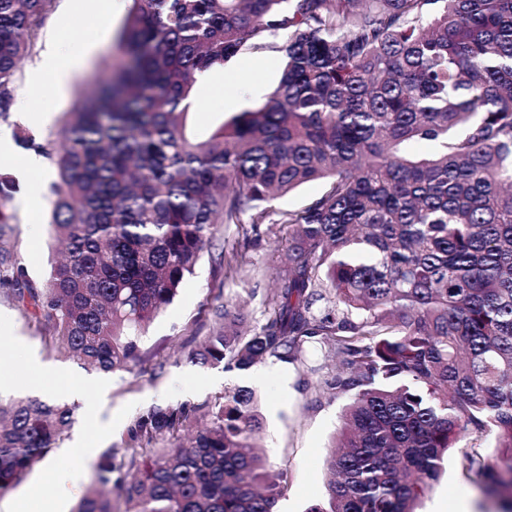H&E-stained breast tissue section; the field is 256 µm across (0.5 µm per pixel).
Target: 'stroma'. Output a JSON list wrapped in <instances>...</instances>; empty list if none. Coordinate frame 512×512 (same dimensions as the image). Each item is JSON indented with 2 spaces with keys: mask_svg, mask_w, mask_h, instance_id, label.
<instances>
[{
  "mask_svg": "<svg viewBox=\"0 0 512 512\" xmlns=\"http://www.w3.org/2000/svg\"><path fill=\"white\" fill-rule=\"evenodd\" d=\"M125 17L121 11L97 26L88 14L75 8L72 0H53L37 47L22 61L16 84L17 90L24 93L23 102L28 109L51 113L52 119L31 129L14 112L8 121L0 122V131L14 137L30 130L40 140L55 138L66 113L73 110L80 88L93 76L108 77L113 66L120 62L116 32ZM62 31L70 32L76 44L91 45L84 69L75 74L65 97H58L48 86L37 94H25L30 71ZM282 70L281 54L268 50L240 55L225 69L211 72L209 78L198 79L195 98L204 109L187 113L184 121L187 137L207 140L237 113L259 106L278 84ZM219 82L236 84L241 89L240 95L232 101L225 99L223 92L215 88ZM51 201L52 195L47 192L36 212L16 208V223L0 232V244L16 250L29 276L37 282L44 281L56 256L48 226ZM33 224L40 227L35 239L29 234ZM287 236V231L281 230L274 236L249 238L236 225H217L214 251L205 253L194 275L183 283L173 302L150 325L140 344V360L128 371L99 372L68 357L60 350L50 324L27 311L10 289L0 288V320L7 325L0 334V344L21 349L20 354L0 360V375L8 382L7 387L0 389V396H26L23 356L27 353L37 355L44 368L68 371L78 381L92 385L75 403V423L69 439L63 440L53 452L56 471L48 472L42 464L35 466L13 490L0 497V512H8L17 498L35 483L39 484L42 495L29 504L26 512H41L47 500L58 501L61 512H74L80 497L94 483L99 455L110 448H121L127 428L139 412L154 404L199 405L234 386L253 387L260 397L264 422L260 443L266 447L274 469L286 475L281 505L288 512H309L322 502L326 495L325 461L344 405L343 399L330 398L316 387L318 378L333 370L324 348L317 344L306 346L301 360L294 364L267 361L269 375L259 383L252 382L245 371L227 372L220 366L202 368L186 359L187 353L216 326L214 310L224 302L243 305L252 320L260 319V301L275 286ZM226 245L244 250L247 260L255 266L254 271L225 276L217 250ZM76 436L92 448V457L67 456L66 451ZM472 448L489 456L494 452V441L489 437L470 436L450 449L443 463V474L421 503V512H436L443 499L474 494V487L461 469L463 452Z\"/></svg>",
  "mask_w": 512,
  "mask_h": 512,
  "instance_id": "35a3bbf8",
  "label": "stroma"
}]
</instances>
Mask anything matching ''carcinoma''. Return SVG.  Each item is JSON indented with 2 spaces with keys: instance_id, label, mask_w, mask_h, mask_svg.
Masks as SVG:
<instances>
[{
  "instance_id": "1",
  "label": "carcinoma",
  "mask_w": 512,
  "mask_h": 512,
  "mask_svg": "<svg viewBox=\"0 0 512 512\" xmlns=\"http://www.w3.org/2000/svg\"><path fill=\"white\" fill-rule=\"evenodd\" d=\"M132 2L122 65L82 88L60 141L21 137L56 173L49 224L64 255L37 287L0 246V284L70 357L126 370L214 225L286 224L262 318L217 308L189 362L294 363L312 341L334 358L320 387L348 403L309 512H416L448 449L484 434L496 455L467 452L462 470L512 512V0ZM51 4L0 0V119ZM280 32L285 64L265 101L189 140L198 78ZM420 140L439 151L403 152ZM320 179L303 207L272 208ZM75 410L0 400V497L50 458ZM261 428L245 386L150 406L122 457L102 453L76 512H114V499L124 512H279L284 476L254 445Z\"/></svg>"
}]
</instances>
